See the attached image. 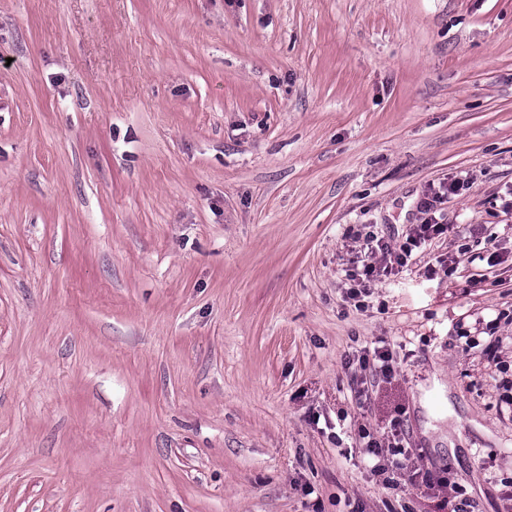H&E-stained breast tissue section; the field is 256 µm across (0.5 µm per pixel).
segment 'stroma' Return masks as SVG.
<instances>
[{
	"label": "stroma",
	"instance_id": "35a3bbf8",
	"mask_svg": "<svg viewBox=\"0 0 512 512\" xmlns=\"http://www.w3.org/2000/svg\"><path fill=\"white\" fill-rule=\"evenodd\" d=\"M364 429L507 512L512 0H0V512H448ZM431 220L432 219L427 218L423 224L417 225V229L414 234L409 236L405 242L399 244L398 248L392 247L391 244L383 238H378L374 233H369L367 236L366 246L368 251H370V255L367 257L370 258L371 261H358L362 262V268L359 270L357 265L356 270L349 274L350 280L356 282V286H358V289H351V295L358 296L359 294L366 293L367 288L370 287V283L372 281H375V279L381 275L391 273L393 269V263L391 262L392 256H394L396 264L403 267L408 260L407 258L411 256L414 248H419L422 243L435 238V235L438 236L447 231V225L432 224ZM379 254L380 257L378 260L376 255ZM388 256H390V265L387 262ZM367 448L369 453L376 457L383 458V461H386L384 467L380 469L384 471H391L393 475V477H391L392 482L395 483V485H397L399 481L397 478L400 477L404 478V480H406L405 477H407V480L411 484H415V479L420 474V470L415 467L408 470V466L399 457L400 455H404L403 450L400 447H397L396 444L392 443H388L386 446L385 444L383 445L380 440L371 438L367 443ZM394 479L396 480L394 481Z\"/></svg>",
	"mask_w": 512,
	"mask_h": 512
}]
</instances>
